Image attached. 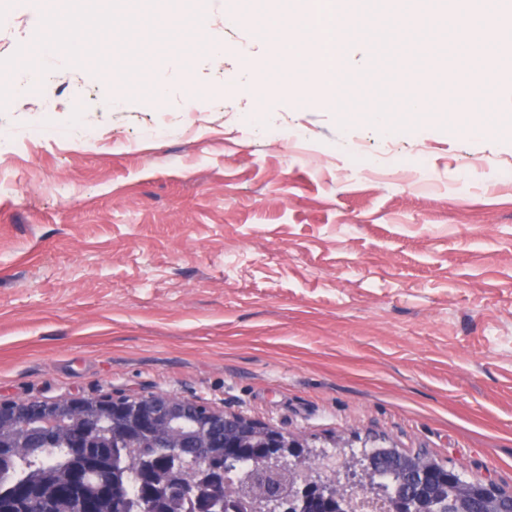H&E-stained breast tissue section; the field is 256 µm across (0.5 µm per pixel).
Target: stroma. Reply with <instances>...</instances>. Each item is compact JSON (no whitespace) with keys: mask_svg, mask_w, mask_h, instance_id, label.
<instances>
[{"mask_svg":"<svg viewBox=\"0 0 512 512\" xmlns=\"http://www.w3.org/2000/svg\"><path fill=\"white\" fill-rule=\"evenodd\" d=\"M73 5L112 39L100 64L50 38L44 0H0V80L41 83L0 106V402L172 394L512 491V130L343 129L322 88L256 95L243 59L277 46L250 0ZM408 7L378 0L348 73L364 95L433 60L421 87L447 111L468 68L441 17L389 37ZM197 9L238 49L222 65L163 23Z\"/></svg>","mask_w":512,"mask_h":512,"instance_id":"obj_1","label":"stroma"}]
</instances>
